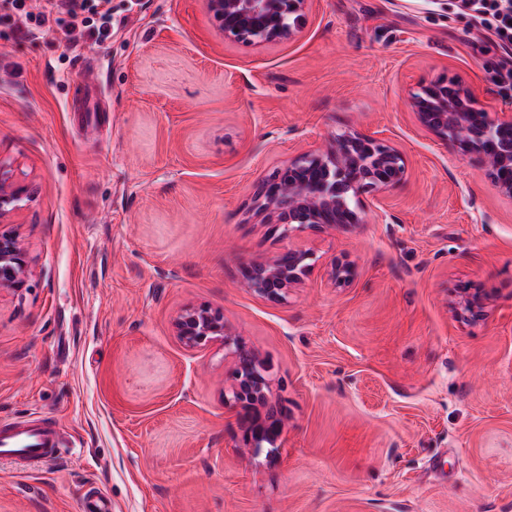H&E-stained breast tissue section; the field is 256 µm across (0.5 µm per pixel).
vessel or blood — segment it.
Listing matches in <instances>:
<instances>
[{
  "instance_id": "vessel-or-blood-1",
  "label": "vessel or blood",
  "mask_w": 512,
  "mask_h": 512,
  "mask_svg": "<svg viewBox=\"0 0 512 512\" xmlns=\"http://www.w3.org/2000/svg\"><path fill=\"white\" fill-rule=\"evenodd\" d=\"M65 453V434L46 418L0 421V458L28 467L58 461Z\"/></svg>"
}]
</instances>
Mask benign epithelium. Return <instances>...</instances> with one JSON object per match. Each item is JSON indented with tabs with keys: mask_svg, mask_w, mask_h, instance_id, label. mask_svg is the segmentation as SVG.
Wrapping results in <instances>:
<instances>
[{
	"mask_svg": "<svg viewBox=\"0 0 512 512\" xmlns=\"http://www.w3.org/2000/svg\"><path fill=\"white\" fill-rule=\"evenodd\" d=\"M312 0H208L215 29L227 40L276 43L291 40L304 26ZM418 124L458 153L470 155L484 167L499 190L512 196V138L495 142L498 128L512 130V114L474 121L478 107L470 90L451 82L429 83L410 99ZM406 176L403 153L386 141L357 130L336 136L330 148L299 154L288 165L262 180L255 201L262 220L293 232H321L363 223L366 210L378 207L379 194ZM32 198L28 184L17 178L11 164L0 159V224L23 209ZM318 261L310 249L288 251L281 257L252 263L243 269L247 288L271 302L284 299ZM25 248L12 234L0 233V288L21 291L28 279ZM354 264L346 258L330 262L329 277L339 288L354 279ZM480 291L466 290L463 314L474 317L483 308ZM178 340L188 349L214 344L224 347L230 363L228 402L248 412L241 423V447L258 451L262 444L277 446L283 430L282 408L268 392L270 367L224 322V312L209 304L185 308L173 321Z\"/></svg>",
	"mask_w": 512,
	"mask_h": 512,
	"instance_id": "benign-epithelium-1",
	"label": "benign epithelium"
}]
</instances>
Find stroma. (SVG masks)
Instances as JSON below:
<instances>
[{"mask_svg": "<svg viewBox=\"0 0 512 512\" xmlns=\"http://www.w3.org/2000/svg\"><path fill=\"white\" fill-rule=\"evenodd\" d=\"M111 6L101 46L0 16V158L33 190L8 227L30 273L0 291V418L72 442L34 472L0 459V512L97 493L112 512H512V197L410 107L454 80L512 113L495 37L457 0H313L293 40L251 45L207 0ZM349 129L404 154L381 209L259 223L261 180ZM299 247L318 261L284 301L246 288L245 265ZM465 287L486 298L471 321ZM202 303L270 365L277 448H240L223 349L177 340ZM354 264L347 258H335L330 262L329 277L336 287H347L354 279Z\"/></svg>", "mask_w": 512, "mask_h": 512, "instance_id": "stroma-1", "label": "stroma"}]
</instances>
